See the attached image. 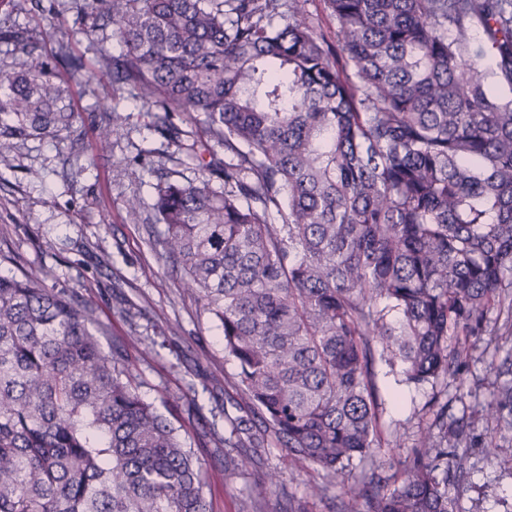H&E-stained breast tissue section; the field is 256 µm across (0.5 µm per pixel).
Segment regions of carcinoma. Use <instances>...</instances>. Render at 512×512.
Wrapping results in <instances>:
<instances>
[{"instance_id": "1", "label": "carcinoma", "mask_w": 512, "mask_h": 512, "mask_svg": "<svg viewBox=\"0 0 512 512\" xmlns=\"http://www.w3.org/2000/svg\"><path fill=\"white\" fill-rule=\"evenodd\" d=\"M112 26L114 84L205 173L156 185L162 256L219 324L250 413L224 468L266 436L346 484L343 512H459L448 404L393 482L352 474L379 447L375 365L434 382L512 287V0H84ZM44 28L0 30V158L76 120ZM72 72L84 58L59 46ZM174 112L198 117L182 141ZM126 127L113 108L102 149ZM224 147V157L209 143ZM222 186H213V181ZM44 273L0 271V512H210L202 466L138 393L126 342ZM457 337L448 347V338ZM512 410V387L486 414ZM308 13L315 22L317 32L325 36L326 40L335 46L336 20L325 9L322 0H311L308 5Z\"/></svg>"}]
</instances>
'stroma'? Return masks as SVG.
<instances>
[{"label": "stroma", "instance_id": "1", "mask_svg": "<svg viewBox=\"0 0 512 512\" xmlns=\"http://www.w3.org/2000/svg\"><path fill=\"white\" fill-rule=\"evenodd\" d=\"M54 28L48 44L83 56L86 67L65 73L77 118L73 132L32 139L0 159V253L13 257L10 269L41 268L47 287L64 289L91 305L111 336L140 337L128 359L139 393L179 427L188 448L205 469L210 512H240L243 500L263 496L267 512L290 503L301 512H341L343 488L326 482L322 471L285 466L276 443L259 449L260 462L246 472H228L214 440L228 430V417L245 414L231 379L235 361L197 295L185 290L181 275L165 263L155 241L161 229L153 211L154 187L168 178L196 181L198 167L177 145L151 125V112L134 99L130 86L113 84L104 54L120 52L116 40L100 41L82 11L45 12ZM114 108L128 118L126 129L99 150L96 129L103 111ZM139 198L138 213L128 201ZM470 360L436 382H400L385 364L375 367L379 402V469L354 463L356 476L394 469L393 456L412 450L417 435L433 422V402L448 405L449 424L462 427L469 448V471L459 489L462 512H512V415L486 416L484 406L500 387L512 383V335L470 336ZM494 443L496 455L483 449ZM279 468L278 486L261 489L267 469ZM325 485L322 497L312 484Z\"/></svg>", "mask_w": 512, "mask_h": 512}]
</instances>
